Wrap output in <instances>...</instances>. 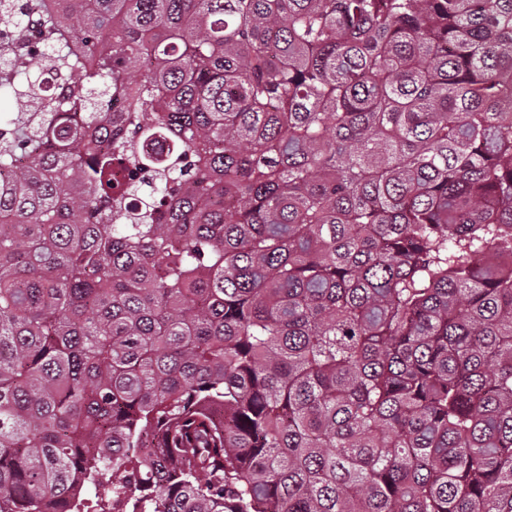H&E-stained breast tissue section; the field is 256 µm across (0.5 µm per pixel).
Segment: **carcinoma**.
Returning <instances> with one entry per match:
<instances>
[{"label":"carcinoma","instance_id":"carcinoma-1","mask_svg":"<svg viewBox=\"0 0 512 512\" xmlns=\"http://www.w3.org/2000/svg\"><path fill=\"white\" fill-rule=\"evenodd\" d=\"M58 2L0 0V512H512V0Z\"/></svg>","mask_w":512,"mask_h":512}]
</instances>
